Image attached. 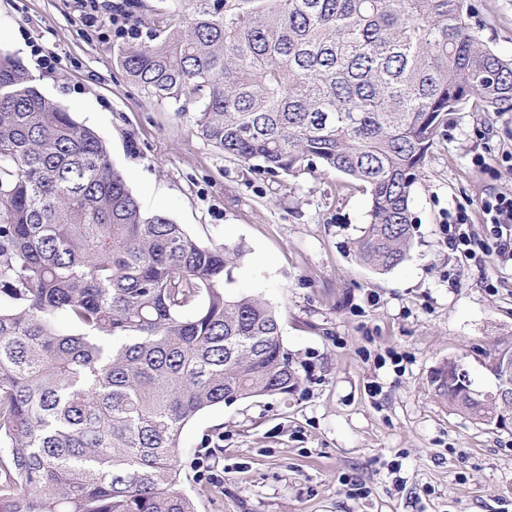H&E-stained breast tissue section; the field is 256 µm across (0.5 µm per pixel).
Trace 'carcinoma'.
<instances>
[{
  "label": "carcinoma",
  "mask_w": 512,
  "mask_h": 512,
  "mask_svg": "<svg viewBox=\"0 0 512 512\" xmlns=\"http://www.w3.org/2000/svg\"><path fill=\"white\" fill-rule=\"evenodd\" d=\"M172 2L181 22L122 49L129 80L194 106L227 157L363 185L356 253L377 271L410 249L411 190L448 116L512 111V59L467 0ZM241 256L144 212L100 135L0 51V512H198L179 488L185 425L300 383L275 310L224 292ZM464 371L432 373L449 411L512 413V378L494 364L499 390L478 395Z\"/></svg>",
  "instance_id": "obj_1"
}]
</instances>
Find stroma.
Instances as JSON below:
<instances>
[{
  "mask_svg": "<svg viewBox=\"0 0 512 512\" xmlns=\"http://www.w3.org/2000/svg\"><path fill=\"white\" fill-rule=\"evenodd\" d=\"M0 0V47L105 141L143 211L206 245L243 246L225 291L277 312L300 375L290 395L211 407L183 429L181 487L198 512H512V424L474 423L433 395L463 359L475 389L512 344V262L491 259L482 199L512 193V112L448 117L412 188V245L395 268L363 264L361 184L314 166L292 176L224 156L190 113L132 83L119 49L172 23L171 0ZM470 23L512 58V0H468ZM52 51L40 65L34 45ZM462 214L481 252L450 247Z\"/></svg>",
  "mask_w": 512,
  "mask_h": 512,
  "instance_id": "stroma-1",
  "label": "stroma"
}]
</instances>
